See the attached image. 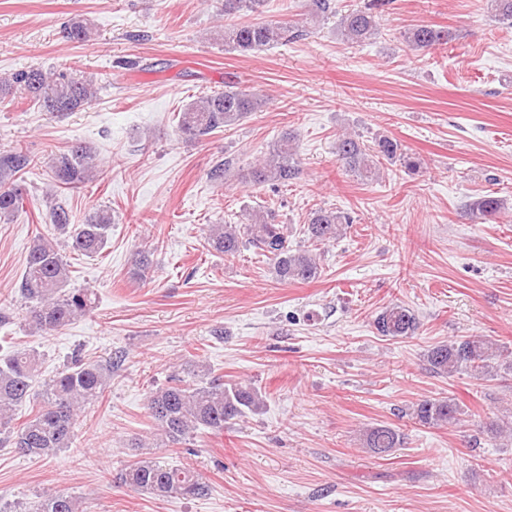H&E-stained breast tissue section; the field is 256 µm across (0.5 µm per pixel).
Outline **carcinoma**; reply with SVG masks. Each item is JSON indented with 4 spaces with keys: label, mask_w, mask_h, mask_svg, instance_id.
<instances>
[{
    "label": "carcinoma",
    "mask_w": 512,
    "mask_h": 512,
    "mask_svg": "<svg viewBox=\"0 0 512 512\" xmlns=\"http://www.w3.org/2000/svg\"><path fill=\"white\" fill-rule=\"evenodd\" d=\"M224 15V49L249 53L267 50L308 34L297 25L279 21L247 23L239 18L257 13L266 0H222ZM390 0H367L364 5L340 15L336 33L350 44L372 40L378 34V20ZM89 34L80 19L70 20L62 30L63 38L83 42ZM404 40L418 50H433L454 38L452 31L429 25H416L405 30ZM46 112L67 114L85 109L97 93L92 80L66 72L20 69L0 78V102L13 101L16 93ZM262 100L235 85H227L186 105L179 113V132L188 140H202L225 127L238 124L250 113L260 110ZM336 154L345 171L362 182H373L380 176L382 161H398L412 169L415 162L403 152L401 144L380 136L373 146L359 137L342 134L336 141ZM33 164L31 156L21 148L0 153V219H9L23 209L24 194L19 185L23 174ZM95 151L84 142L73 143L66 151L54 155L50 170L52 190L61 193L90 181L98 171ZM300 168L296 158L295 135L283 133L271 146L269 157L237 173L246 185L286 186L297 179ZM470 218L481 224L494 221L506 211L504 199L492 194L475 197L466 208ZM55 232L72 240V248L82 255L98 256L107 245L112 230V214L99 208L82 224L71 223L69 212L56 206L49 212ZM351 217L338 210L318 208L303 227L308 245L293 246L288 228L270 224L262 212L248 215L245 224H211L206 235L211 250L234 257L248 244L273 262L277 278L285 283L311 281L319 277V246L342 236ZM69 269L59 249L43 236L29 251L19 285L23 298L31 302L27 311L30 328L44 333L55 332L70 324L92 305V292L87 288H68ZM377 333L389 339L406 338L419 327L417 316L408 307L392 304L374 319ZM429 370L451 378L466 374L476 380H487L512 372L509 353L490 339L470 336L438 344L427 351ZM39 372L36 354L16 351L0 359V435L12 442L24 456L43 458L72 444L74 429L82 408L98 400L106 377L112 373V357L84 360L74 357L42 392L33 390ZM33 400L25 421L17 423V408ZM149 414L157 431L168 445H180L194 432H224V426L265 406L259 390L240 383H226L206 370L200 380H174V384L150 393ZM461 410L455 399L426 398L413 408V417L422 425L454 426L460 422ZM363 444L374 455L384 457L405 444L404 434L390 425L375 424L363 431ZM120 480L142 492L163 497H203L209 488L202 477L187 467L162 465L153 457H141L128 464ZM36 512H84L79 501L64 494H49L37 505Z\"/></svg>",
    "instance_id": "carcinoma-1"
}]
</instances>
